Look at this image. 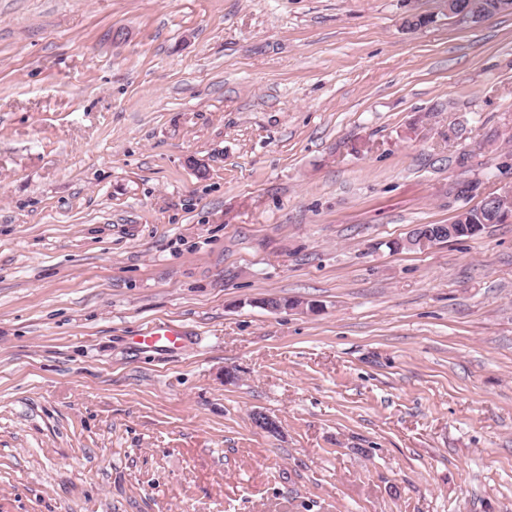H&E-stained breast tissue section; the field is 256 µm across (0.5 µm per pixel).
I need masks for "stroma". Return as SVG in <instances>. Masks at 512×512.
I'll use <instances>...</instances> for the list:
<instances>
[{"label": "stroma", "instance_id": "obj_1", "mask_svg": "<svg viewBox=\"0 0 512 512\" xmlns=\"http://www.w3.org/2000/svg\"><path fill=\"white\" fill-rule=\"evenodd\" d=\"M464 182L511 12L0 0V512H512V222L393 247ZM183 333L174 325L159 323L140 336V344L161 350L174 351L181 347Z\"/></svg>", "mask_w": 512, "mask_h": 512}]
</instances>
